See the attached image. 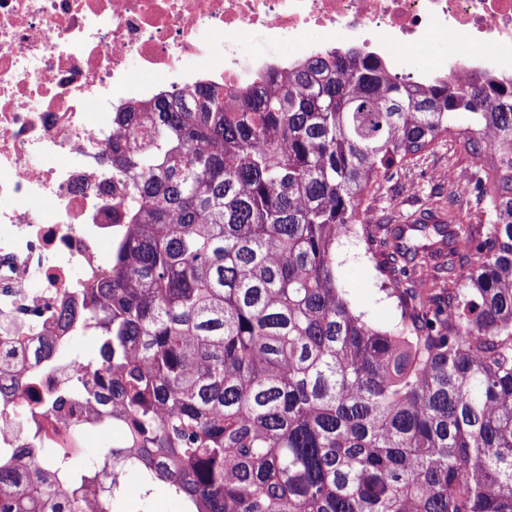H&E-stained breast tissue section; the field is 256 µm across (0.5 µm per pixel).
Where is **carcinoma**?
I'll use <instances>...</instances> for the list:
<instances>
[{"instance_id": "1", "label": "carcinoma", "mask_w": 512, "mask_h": 512, "mask_svg": "<svg viewBox=\"0 0 512 512\" xmlns=\"http://www.w3.org/2000/svg\"><path fill=\"white\" fill-rule=\"evenodd\" d=\"M123 178L112 275L57 321L92 325L59 410L90 370L121 431L81 457L19 412L37 442L0 462V512H128L164 492L181 512H512V84H414L358 52L278 72L224 102L160 96L112 113ZM463 144L473 224L379 239L364 198L439 142ZM448 245V287L409 288L426 245ZM375 261L400 319L381 329L336 279V244ZM0 347V394L26 387ZM67 485L59 488L56 475Z\"/></svg>"}]
</instances>
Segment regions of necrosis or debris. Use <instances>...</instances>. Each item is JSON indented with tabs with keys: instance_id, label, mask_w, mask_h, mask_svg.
I'll return each instance as SVG.
<instances>
[{
	"instance_id": "necrosis-or-debris-1",
	"label": "necrosis or debris",
	"mask_w": 512,
	"mask_h": 512,
	"mask_svg": "<svg viewBox=\"0 0 512 512\" xmlns=\"http://www.w3.org/2000/svg\"><path fill=\"white\" fill-rule=\"evenodd\" d=\"M318 30V40L307 39ZM259 35L267 52L251 42ZM441 38L437 69L404 67L408 45ZM289 53H282V46ZM378 57L390 75L424 83L463 64L512 82V0H0V321L12 345L92 340L56 320L64 300L111 275L121 176L107 163L112 113L201 86L245 91L269 68L333 52ZM26 393L0 396V457L29 447L14 412L71 383L56 358L28 362ZM45 422L77 431V454L104 432L99 390Z\"/></svg>"
}]
</instances>
